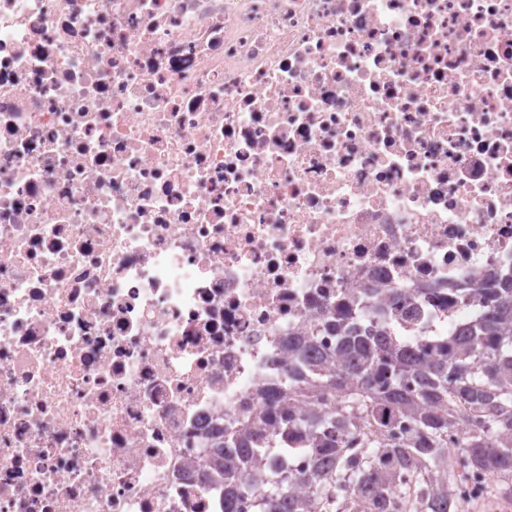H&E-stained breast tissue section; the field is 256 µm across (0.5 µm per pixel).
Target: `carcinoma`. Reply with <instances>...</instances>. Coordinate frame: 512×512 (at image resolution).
<instances>
[{
    "label": "carcinoma",
    "instance_id": "carcinoma-1",
    "mask_svg": "<svg viewBox=\"0 0 512 512\" xmlns=\"http://www.w3.org/2000/svg\"><path fill=\"white\" fill-rule=\"evenodd\" d=\"M459 295L478 299L484 317L436 354L410 351L383 319L374 339L348 336L336 357L294 369L272 392L264 424L214 428L208 464L224 486L223 512H235L245 492L235 461L223 453L229 441L245 458L304 448L321 460L310 476L285 475L274 465L256 489L257 512H447L441 504L467 467L512 488V272L491 274ZM307 401L317 410L302 417L296 407ZM468 408L483 416L451 452L448 428ZM393 419L415 432L410 443L341 444L349 425L360 422L379 435Z\"/></svg>",
    "mask_w": 512,
    "mask_h": 512
}]
</instances>
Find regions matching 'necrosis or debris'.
Here are the masks:
<instances>
[{"instance_id":"necrosis-or-debris-1","label":"necrosis or debris","mask_w":512,"mask_h":512,"mask_svg":"<svg viewBox=\"0 0 512 512\" xmlns=\"http://www.w3.org/2000/svg\"><path fill=\"white\" fill-rule=\"evenodd\" d=\"M512 270V0H0V512H220L291 340Z\"/></svg>"}]
</instances>
